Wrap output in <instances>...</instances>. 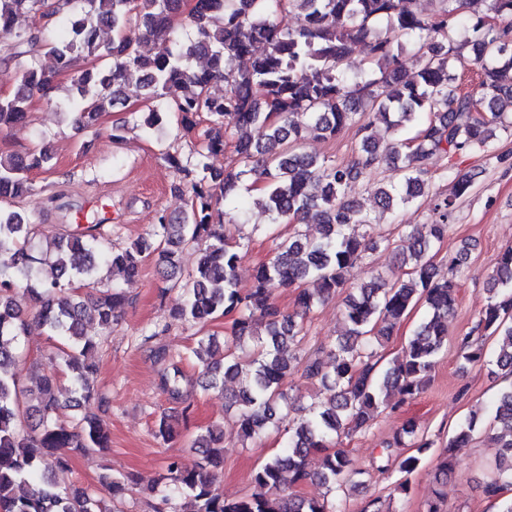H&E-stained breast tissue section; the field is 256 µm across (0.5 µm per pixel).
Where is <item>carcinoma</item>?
<instances>
[{
  "label": "carcinoma",
  "mask_w": 512,
  "mask_h": 512,
  "mask_svg": "<svg viewBox=\"0 0 512 512\" xmlns=\"http://www.w3.org/2000/svg\"><path fill=\"white\" fill-rule=\"evenodd\" d=\"M438 2L439 9L424 17L406 0H195L188 11L193 35L184 38L175 26L184 0H0V60L16 75L13 92L0 96V129L22 121L36 94L47 105H58L56 78L68 74L70 94L61 107L76 115L75 125L92 126L138 73L144 99L153 104L146 128L153 127L158 109L168 108L178 113L184 133L201 130L200 149L186 157L164 154L176 173L170 190L187 197L186 209L177 218L159 213L152 232L126 247L112 245L100 218L54 231L52 247L41 255L31 248L37 225L18 211L0 210V512H122L127 492L139 483L135 474L100 475L107 501L83 483L60 487L50 477L53 470L69 468L76 456L105 452L111 443L101 416L83 404L98 397L91 355L112 334L114 311L126 296L114 286L81 298L73 294L74 284L91 280L101 265L133 284L150 255L160 273L173 279L190 246L198 248V261L185 281L183 303L170 316L203 328L224 315L231 318L230 333L222 342L213 335L199 337L198 348L209 358L200 359L195 379L184 374L181 357L162 345L152 349L159 387L176 404L173 413L160 416L155 435L168 447L176 445L171 420L189 418L199 386L224 394V410L234 415L238 437L259 438L282 426L287 445L252 471L251 493L227 498L211 477V469L224 465V432L212 426L200 430L189 441L200 455L196 467H182L171 454L151 485L160 495L156 512H345L340 493L361 484L363 472L352 468L338 440L365 430L375 414L415 399L447 345L457 294L438 276L432 252L447 237L456 200L473 187L471 174L457 175L453 195L436 201L424 231L407 234L409 246L398 252L391 278L379 275L350 287L343 311L346 333L315 354L303 353V323L281 311L274 291L316 281L318 287L296 295L304 317L347 287L349 268L375 248L369 236L356 233L375 220L347 199V191L382 160L396 161L401 177L377 187L376 203L396 211L424 192L428 161L487 152L498 128L512 132V0ZM291 9L301 14L295 27L273 21ZM103 29L112 31L111 41L98 40ZM412 42L420 43V67L405 79L401 55ZM360 43L369 47L379 76L351 84L346 66ZM259 45L264 50L257 54ZM43 48L54 57L52 71L39 65ZM466 49L479 67L476 96L448 90L457 80L453 62ZM245 58L250 65L239 67ZM78 59L94 65L77 70ZM379 124L392 132L384 145L373 136ZM350 127L359 136L351 162L302 151L307 132L330 140ZM242 128L255 136L228 139ZM229 144L232 161L213 166L209 158ZM51 160L43 149L0 156V202L34 195L29 174ZM243 189L260 191L257 203L274 224L283 219L301 224L313 208L322 217L318 238L297 231L272 238V256L258 265L255 286L245 295L236 288L241 246L224 229L228 210L246 205ZM46 263L49 278L41 277ZM485 292L474 327L478 336L458 340L460 370L480 364L512 378V247L498 255ZM26 298L62 353L71 381L65 397L57 376L48 374L40 379V399L25 403L14 367L25 333ZM418 305L425 313L413 335L379 368L373 347L389 339ZM89 306L99 326L96 335L83 331ZM487 338L499 339L492 355L485 350ZM297 375L320 383L329 395L292 417L288 380ZM493 409L496 429L489 439L497 455L483 492L501 502L500 512H512V500L500 495L512 484V386L496 395ZM479 419L476 411L460 423L438 455L439 489L425 512H440V487L454 469L455 449L469 444ZM406 437L413 439L415 453L393 455ZM431 447L408 420L384 443L377 469L397 461L401 477L394 491L406 495L409 476ZM312 454L321 459L316 472L308 469ZM313 480L327 493L299 494L297 488Z\"/></svg>",
  "instance_id": "carcinoma-1"
}]
</instances>
